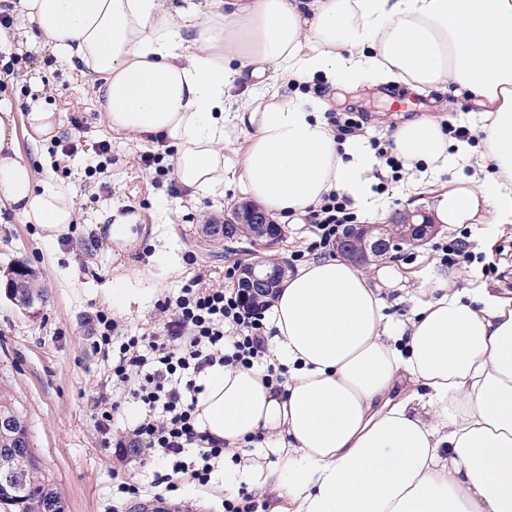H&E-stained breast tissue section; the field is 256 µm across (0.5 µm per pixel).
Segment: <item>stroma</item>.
<instances>
[{
  "label": "stroma",
  "mask_w": 512,
  "mask_h": 512,
  "mask_svg": "<svg viewBox=\"0 0 512 512\" xmlns=\"http://www.w3.org/2000/svg\"><path fill=\"white\" fill-rule=\"evenodd\" d=\"M0 50L22 58L14 81L0 87V100L15 112L18 148L33 164L49 167L57 179L74 186L77 210L69 241L52 248L43 243L37 225L16 217L0 224V379L13 389L34 450L66 512H130L129 500L113 498V484L126 478L137 482L143 495H161L165 489L155 480L168 468L163 462L147 461L143 450L118 456L102 446L95 427V401L112 397V354L94 349L91 329L96 313L112 307L116 274L99 225L106 223L116 205L138 223L164 225L170 243L181 252V268L159 286L146 268L150 241H143L128 257V266L138 271L139 287L149 289L150 296L143 303L130 302L115 313V319L119 335L140 336L154 330L159 301L177 297L195 278L234 289L238 280L227 277V270L261 258L270 256L294 268L296 252L306 251L313 240L310 221H283L282 239L270 251L245 240L205 239L204 225L223 223L235 208L246 204L237 180L225 183L223 195L191 196L172 174L145 170L142 152L155 147L171 156L167 141L113 131L105 118L98 81L80 67L59 62L35 24H26L24 36L0 43ZM327 102L329 112L335 114L364 113L368 140L387 139L393 117L412 119L437 105L450 124L479 120L466 97L409 93L401 86L340 91L328 95ZM35 107L57 113L59 138L76 144L72 155L56 151L50 142L32 148L26 116ZM101 141L112 146V160L106 165L95 152ZM467 231L475 259L461 263L465 272L461 287L485 283L512 289L511 275L500 280L483 273L494 262L512 264V227L503 226L491 240L485 238L482 225H468ZM450 236L447 226H440L425 244L402 246L397 256L378 258L376 264H395L401 275L399 287L413 290L424 273L443 269L442 254L435 246ZM20 263L33 269L45 288L44 300L31 310L22 309L6 292Z\"/></svg>",
  "instance_id": "35a3bbf8"
}]
</instances>
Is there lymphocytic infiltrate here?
<instances>
[{"label":"lymphocytic infiltrate","mask_w":512,"mask_h":512,"mask_svg":"<svg viewBox=\"0 0 512 512\" xmlns=\"http://www.w3.org/2000/svg\"><path fill=\"white\" fill-rule=\"evenodd\" d=\"M355 213L347 197L331 193L311 214L313 249L335 245ZM164 318L149 336H127L112 361L113 385L140 403L143 416L129 441H112L114 406H98L95 424L104 447H144L167 459L173 473L206 485L216 461L223 459L219 441L195 428L196 390L193 381L205 366L251 365L264 355L265 310L250 308L240 293L223 286H201L199 281L182 288L173 300L159 303ZM234 336L232 352H225V336ZM201 443L197 461L185 462V448Z\"/></svg>","instance_id":"f902f5d3"}]
</instances>
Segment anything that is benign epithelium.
Segmentation results:
<instances>
[{
    "label": "benign epithelium",
    "instance_id": "7a95c632",
    "mask_svg": "<svg viewBox=\"0 0 512 512\" xmlns=\"http://www.w3.org/2000/svg\"><path fill=\"white\" fill-rule=\"evenodd\" d=\"M240 219L246 224L255 226L256 239L268 235V219L265 215L251 207L243 209L239 214ZM393 224H403L409 228V232L399 241L393 238L389 225L352 224L348 227L346 237L340 245V253L348 258L358 257L365 264L369 261V255L382 256L402 244L418 246L428 239L433 231L432 224H413L409 220L397 216ZM280 271L276 267H268L265 262L259 260L243 267L240 272L239 283L244 301L249 302L260 295H270L274 292L279 282ZM23 424L4 418L0 419V430H15L20 439V447L14 449V464L0 471V494L9 500H17L27 491L26 476L31 465L35 462V456L26 447V435L22 432Z\"/></svg>",
    "mask_w": 512,
    "mask_h": 512
}]
</instances>
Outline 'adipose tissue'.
<instances>
[{"label":"adipose tissue","mask_w":512,"mask_h":512,"mask_svg":"<svg viewBox=\"0 0 512 512\" xmlns=\"http://www.w3.org/2000/svg\"><path fill=\"white\" fill-rule=\"evenodd\" d=\"M54 54L104 80L112 129L159 135L173 176L220 194L224 144L244 134L245 194L271 216L303 217L330 192L382 220L383 164L338 140L326 104L297 92L404 85L467 95L477 144L441 118L399 123L391 152L441 224H512V0H20ZM69 234L75 190L37 175L0 102V214ZM400 274L319 258L282 281L263 362L196 377L195 425L224 443L225 497L247 488L270 512H512V297L457 275L423 277L386 314ZM284 380L268 385V366Z\"/></svg>","instance_id":"adipose-tissue-1"}]
</instances>
